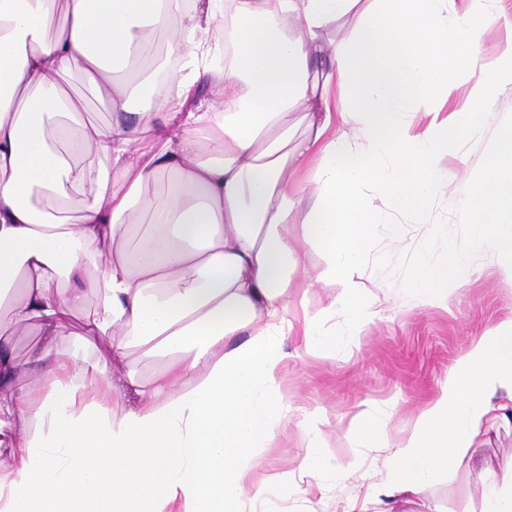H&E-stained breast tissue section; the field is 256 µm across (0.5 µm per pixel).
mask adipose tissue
Returning <instances> with one entry per match:
<instances>
[{"mask_svg":"<svg viewBox=\"0 0 512 512\" xmlns=\"http://www.w3.org/2000/svg\"><path fill=\"white\" fill-rule=\"evenodd\" d=\"M453 2L0 0V512H269L281 489L320 499L347 476L326 416L281 394L284 344L332 358L381 318L365 274L380 227L424 230L410 302L447 306L476 252L512 284V123L457 198L465 242L434 249L448 160L512 90V14L465 0L452 18ZM74 70L109 123L59 85ZM201 80L213 98L186 111ZM317 284L339 299L292 320ZM32 323L44 369L24 382L10 342ZM106 339L111 358L95 357ZM133 342L160 363L151 379L126 362ZM296 417L300 463L256 476ZM387 418L367 402L347 430L387 453L358 512H396L512 423V317L469 343L402 437Z\"/></svg>","mask_w":512,"mask_h":512,"instance_id":"obj_1","label":"adipose tissue"}]
</instances>
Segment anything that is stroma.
Here are the masks:
<instances>
[{
  "label": "stroma",
  "mask_w": 512,
  "mask_h": 512,
  "mask_svg": "<svg viewBox=\"0 0 512 512\" xmlns=\"http://www.w3.org/2000/svg\"><path fill=\"white\" fill-rule=\"evenodd\" d=\"M467 172H460L449 187L447 199L437 203L433 222L442 224L444 235L434 243L436 252L449 244L463 243L468 228L456 212L454 196L464 187ZM423 244L422 232L409 229L403 244L390 236L375 241L378 263L367 275L373 293L383 303V313L360 340H346L336 357L324 358L296 352L287 344L281 390L295 405L322 408L329 420L324 437L338 461L364 455V448L349 442L347 429L363 401L390 406L388 430L399 437L410 419L435 395L456 358L472 337L497 320L512 316V291L498 279L497 259L478 253L463 288L452 294L447 307L412 305L402 294L410 264ZM303 435L297 421L280 426L265 457L263 473L298 465ZM512 460V424L491 429L481 440L472 461L452 476L440 478L425 493L439 512H479L485 465ZM385 476L382 466L361 469L345 484L328 492L320 512H349L357 495Z\"/></svg>",
  "instance_id": "1"
}]
</instances>
